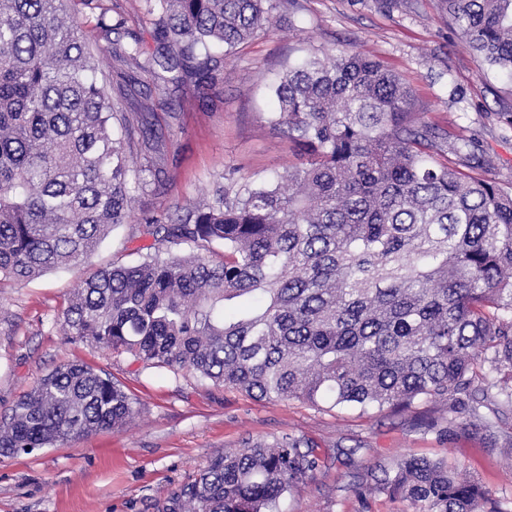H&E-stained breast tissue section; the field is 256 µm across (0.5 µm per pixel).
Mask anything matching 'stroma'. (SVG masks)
I'll return each instance as SVG.
<instances>
[{
  "instance_id": "obj_1",
  "label": "stroma",
  "mask_w": 512,
  "mask_h": 512,
  "mask_svg": "<svg viewBox=\"0 0 512 512\" xmlns=\"http://www.w3.org/2000/svg\"><path fill=\"white\" fill-rule=\"evenodd\" d=\"M84 32L101 11L124 24L114 33L153 54L146 0H70ZM361 51L414 91L413 110L433 125L449 160L512 188V84L462 42L442 0H296L283 20L240 46L224 80L200 105L191 82L170 73L127 72L125 85L150 92L158 130L173 159L160 191L136 197L130 219L71 271L0 281V413L56 366L81 361L110 374L137 401L122 429L0 457V512H158L169 493L245 438L285 433L314 440L324 464L280 501V512H410L379 492L368 470L399 457L445 458L479 482L490 500L512 501V413L495 435L466 412L440 403L418 410L366 413L258 400L186 372L146 367L74 341L62 312L77 282L100 268L135 261L152 246L139 234L143 215L165 218L176 206L211 198L217 185L272 179L295 163L294 145L268 122V85L309 48Z\"/></svg>"
}]
</instances>
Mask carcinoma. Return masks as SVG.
Instances as JSON below:
<instances>
[{"label": "carcinoma", "mask_w": 512, "mask_h": 512, "mask_svg": "<svg viewBox=\"0 0 512 512\" xmlns=\"http://www.w3.org/2000/svg\"><path fill=\"white\" fill-rule=\"evenodd\" d=\"M67 0H0V280L85 261L163 185L150 97L112 96L100 52L213 89L219 53L295 0H149L160 47L121 44L107 13L92 48ZM461 39L512 82V0H444ZM268 121L308 160L274 181L146 216L155 252L99 270L62 313L73 339L186 370L260 400L404 411L463 395L493 432L512 411V191L448 160L412 90L380 61L313 51L270 87ZM191 244L196 253L178 251ZM223 247L218 252L215 246ZM136 413L109 374L56 367L0 415V457L121 429ZM293 434L248 438L173 490L161 512H279L320 468ZM412 512L484 510L447 460L402 458L373 477Z\"/></svg>", "instance_id": "carcinoma-1"}]
</instances>
